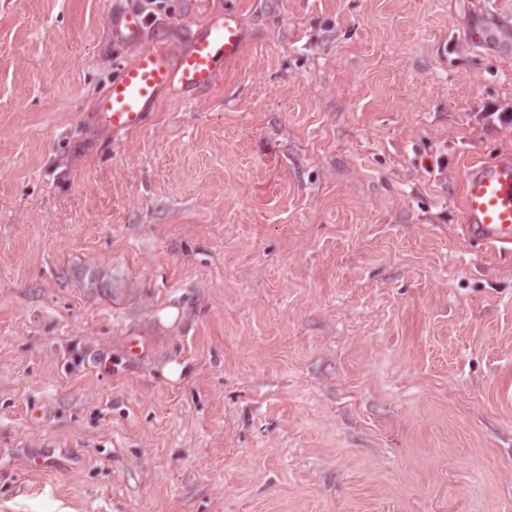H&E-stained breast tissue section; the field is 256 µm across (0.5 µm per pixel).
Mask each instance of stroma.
<instances>
[{
    "instance_id": "35a3bbf8",
    "label": "stroma",
    "mask_w": 512,
    "mask_h": 512,
    "mask_svg": "<svg viewBox=\"0 0 512 512\" xmlns=\"http://www.w3.org/2000/svg\"><path fill=\"white\" fill-rule=\"evenodd\" d=\"M127 8L246 43L116 142ZM490 104L512 0H0V512H512ZM462 227L484 248H512V154L473 166L462 188Z\"/></svg>"
}]
</instances>
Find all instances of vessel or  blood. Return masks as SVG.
Segmentation results:
<instances>
[{
    "label": "vessel or blood",
    "instance_id": "obj_1",
    "mask_svg": "<svg viewBox=\"0 0 512 512\" xmlns=\"http://www.w3.org/2000/svg\"><path fill=\"white\" fill-rule=\"evenodd\" d=\"M141 13L126 11L111 20L112 38L135 47L131 62L122 64L100 93L97 123L119 139L144 129L162 93L211 87L218 65L239 59L242 25L236 10L206 15L186 45L172 53L145 37ZM462 227L466 237L484 248H512V154H500L473 166L462 188Z\"/></svg>",
    "mask_w": 512,
    "mask_h": 512
}]
</instances>
